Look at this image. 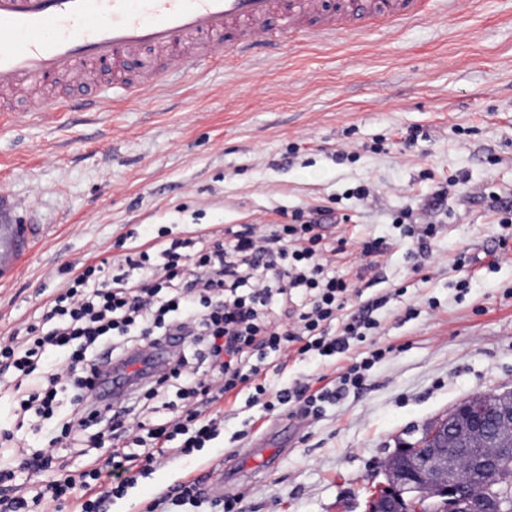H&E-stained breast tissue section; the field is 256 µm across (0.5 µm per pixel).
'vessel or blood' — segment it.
I'll list each match as a JSON object with an SVG mask.
<instances>
[{
	"label": "vessel or blood",
	"mask_w": 512,
	"mask_h": 512,
	"mask_svg": "<svg viewBox=\"0 0 512 512\" xmlns=\"http://www.w3.org/2000/svg\"><path fill=\"white\" fill-rule=\"evenodd\" d=\"M463 0H0V89L38 86L55 77L87 89V66L116 65L145 50L173 52L148 84L124 87L140 96L188 69L297 37L328 41L372 24L403 27ZM70 100L33 99L22 113L50 116ZM36 233L30 224L0 225V283L10 282Z\"/></svg>",
	"instance_id": "b4317fda"
}]
</instances>
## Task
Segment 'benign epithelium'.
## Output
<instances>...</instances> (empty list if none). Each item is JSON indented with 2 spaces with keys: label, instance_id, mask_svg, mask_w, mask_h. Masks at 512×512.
Segmentation results:
<instances>
[{
  "label": "benign epithelium",
  "instance_id": "obj_1",
  "mask_svg": "<svg viewBox=\"0 0 512 512\" xmlns=\"http://www.w3.org/2000/svg\"><path fill=\"white\" fill-rule=\"evenodd\" d=\"M492 399L493 425L496 437L508 434L512 441V391L501 394L475 395L455 406L435 423L422 430L420 437L405 443L410 454L420 462L421 482L404 488L409 501L416 502L424 498V490L433 483L443 485L444 492L453 494L450 503L455 512H465V498L461 491L468 489L471 472L461 467L465 456L475 458L482 470L491 477V482L483 490L494 496L499 504L498 512H512V492L509 489H494L497 480V461L494 455L479 454V443L488 434V422L485 412L479 409L487 399ZM454 434L459 440L457 447H448V434ZM387 484L380 483L367 501L370 512H396L392 497L386 494Z\"/></svg>",
  "mask_w": 512,
  "mask_h": 512
}]
</instances>
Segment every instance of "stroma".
<instances>
[{
    "mask_svg": "<svg viewBox=\"0 0 512 512\" xmlns=\"http://www.w3.org/2000/svg\"><path fill=\"white\" fill-rule=\"evenodd\" d=\"M413 127L424 140L403 146ZM352 146L357 158L337 161ZM0 184L13 223L42 230L0 284V337L39 321L68 270L119 259L161 231L281 224L322 205L328 238L386 243L353 302L385 299L375 335L352 351H380L359 388L316 415L224 399L217 438L140 476L112 512H144L199 476L228 481L239 512H365L401 442L469 397L512 389V254H498L484 200L512 201V0L261 47L104 112H0ZM361 184L369 197H350ZM406 210L441 228L426 253L395 223ZM464 248L472 263L459 269ZM340 365L293 357L263 377L274 392L335 380Z\"/></svg>",
    "mask_w": 512,
    "mask_h": 512,
    "instance_id": "obj_1",
    "label": "stroma"
}]
</instances>
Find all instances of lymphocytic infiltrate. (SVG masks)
<instances>
[{
  "mask_svg": "<svg viewBox=\"0 0 512 512\" xmlns=\"http://www.w3.org/2000/svg\"><path fill=\"white\" fill-rule=\"evenodd\" d=\"M326 213L318 206L283 224L227 228L220 239L132 247L117 271L100 265L72 276L39 324L21 323L0 338V373L15 372L34 387L21 409L50 422L48 445L27 468H55L62 444L103 454L31 497L5 494L14 472L0 467V512H34L45 500L107 512L138 475L213 440L224 421L217 404L230 393L251 391L252 402L269 412L294 402L312 412L327 401L324 387L298 383L272 393L260 381L263 366L285 365L294 354L347 356L377 327L367 305L341 323L339 334L331 332L357 285L336 274L335 258L348 240L325 241ZM275 301L290 306L288 324L268 318ZM164 344L175 349L171 361L113 400V368L135 365L145 347ZM203 502L212 512H235L237 497L209 498L199 478L174 485L147 512Z\"/></svg>",
  "mask_w": 512,
  "mask_h": 512,
  "instance_id": "lymphocytic-infiltrate-1",
  "label": "lymphocytic infiltrate"
}]
</instances>
